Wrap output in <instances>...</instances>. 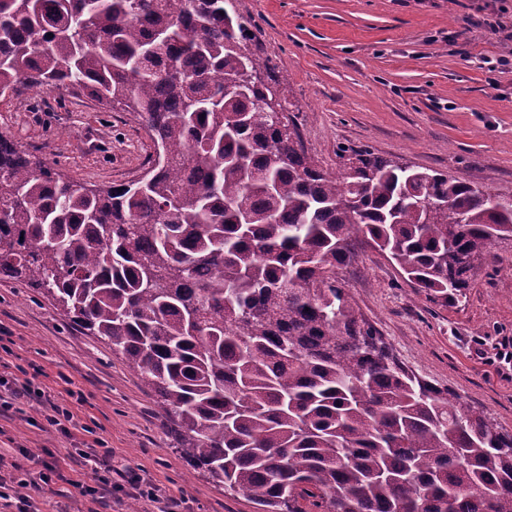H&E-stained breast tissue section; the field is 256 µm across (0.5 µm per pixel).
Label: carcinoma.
<instances>
[{"mask_svg":"<svg viewBox=\"0 0 512 512\" xmlns=\"http://www.w3.org/2000/svg\"><path fill=\"white\" fill-rule=\"evenodd\" d=\"M225 0H0V98L141 120L146 177L88 186L0 133V278L44 291L155 397L180 453L260 512H512V434L409 372L337 270L371 247L459 300L512 201L353 152L331 174Z\"/></svg>","mask_w":512,"mask_h":512,"instance_id":"obj_1","label":"carcinoma"}]
</instances>
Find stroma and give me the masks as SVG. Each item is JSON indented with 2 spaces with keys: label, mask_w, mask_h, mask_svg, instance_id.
I'll use <instances>...</instances> for the list:
<instances>
[{
  "label": "stroma",
  "mask_w": 512,
  "mask_h": 512,
  "mask_svg": "<svg viewBox=\"0 0 512 512\" xmlns=\"http://www.w3.org/2000/svg\"><path fill=\"white\" fill-rule=\"evenodd\" d=\"M250 19L260 73L295 115L319 168L338 170L341 151L369 150L401 164L451 174L512 198V69L488 61L512 49V0H226ZM499 18L504 30L479 27ZM0 133L80 182L141 179L154 145L121 109L90 96L18 87L0 101ZM460 302L430 301L396 264L366 249L338 277L392 353L419 378L461 395L512 432V245L492 248ZM0 363L71 409L77 438L103 439L112 463L184 502L183 512H257L246 494L190 474L153 396L105 344L70 323L51 300L0 279ZM70 441L35 402L0 413V472L23 449L60 456L61 478L32 491L38 512H153L145 499L113 493L106 505L78 498L69 482L93 483L90 465L67 459Z\"/></svg>",
  "instance_id": "stroma-1"
}]
</instances>
